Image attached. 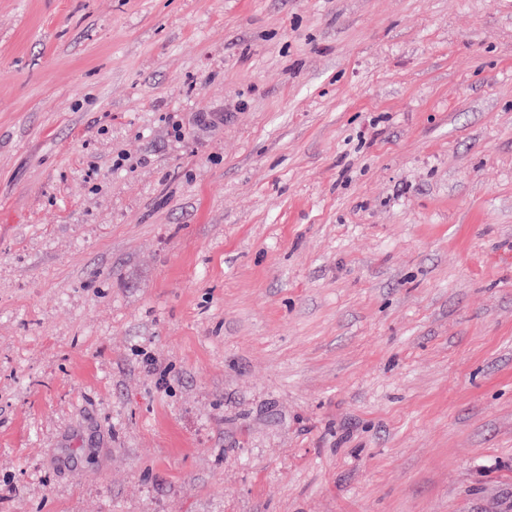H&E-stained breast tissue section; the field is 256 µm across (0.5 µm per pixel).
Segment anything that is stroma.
I'll use <instances>...</instances> for the list:
<instances>
[{
  "instance_id": "stroma-1",
  "label": "stroma",
  "mask_w": 512,
  "mask_h": 512,
  "mask_svg": "<svg viewBox=\"0 0 512 512\" xmlns=\"http://www.w3.org/2000/svg\"><path fill=\"white\" fill-rule=\"evenodd\" d=\"M0 512H512V0H0Z\"/></svg>"
}]
</instances>
